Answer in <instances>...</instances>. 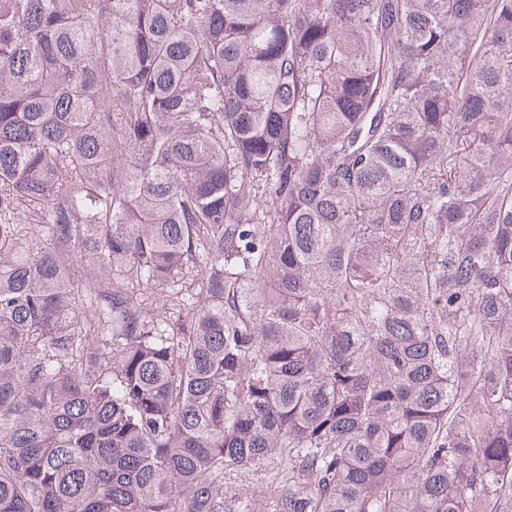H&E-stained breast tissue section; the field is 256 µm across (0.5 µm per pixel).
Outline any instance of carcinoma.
Wrapping results in <instances>:
<instances>
[{
    "label": "carcinoma",
    "instance_id": "carcinoma-1",
    "mask_svg": "<svg viewBox=\"0 0 512 512\" xmlns=\"http://www.w3.org/2000/svg\"><path fill=\"white\" fill-rule=\"evenodd\" d=\"M262 467L512 512V0H0V512Z\"/></svg>",
    "mask_w": 512,
    "mask_h": 512
}]
</instances>
